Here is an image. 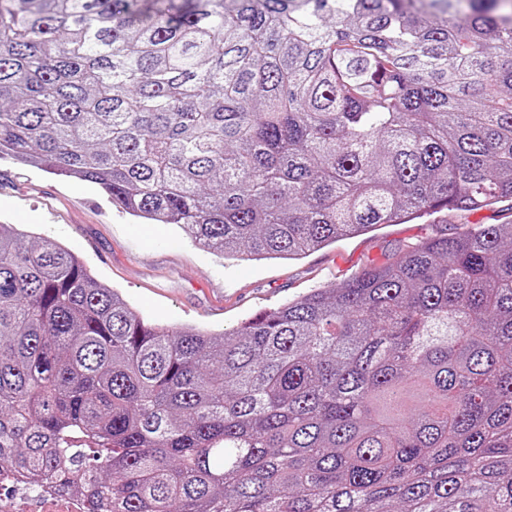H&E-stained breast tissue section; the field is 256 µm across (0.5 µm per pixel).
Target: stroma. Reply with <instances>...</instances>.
<instances>
[{
    "mask_svg": "<svg viewBox=\"0 0 512 512\" xmlns=\"http://www.w3.org/2000/svg\"><path fill=\"white\" fill-rule=\"evenodd\" d=\"M0 215L72 250L145 318L219 333L437 233L453 235L465 224H512V203L385 224L297 261L234 262L197 247L176 226L131 216L86 182L3 160Z\"/></svg>",
    "mask_w": 512,
    "mask_h": 512,
    "instance_id": "1",
    "label": "stroma"
}]
</instances>
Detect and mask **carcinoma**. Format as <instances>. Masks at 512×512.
I'll return each mask as SVG.
<instances>
[{"mask_svg":"<svg viewBox=\"0 0 512 512\" xmlns=\"http://www.w3.org/2000/svg\"><path fill=\"white\" fill-rule=\"evenodd\" d=\"M242 261L512 201V0H0V160ZM0 224V476L88 512H512V224L231 332Z\"/></svg>","mask_w":512,"mask_h":512,"instance_id":"obj_1","label":"carcinoma"}]
</instances>
